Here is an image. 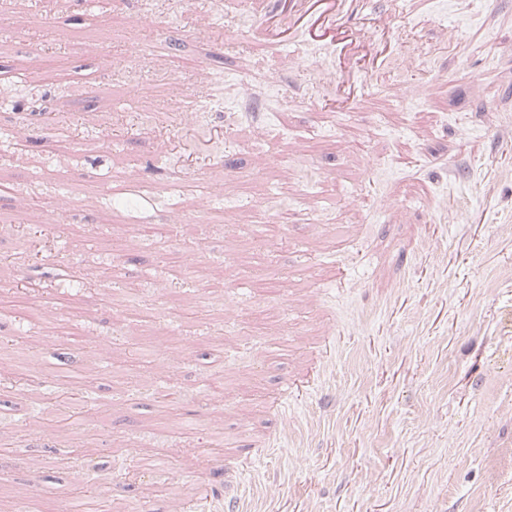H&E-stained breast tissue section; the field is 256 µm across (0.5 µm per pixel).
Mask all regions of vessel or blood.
<instances>
[{"mask_svg": "<svg viewBox=\"0 0 512 512\" xmlns=\"http://www.w3.org/2000/svg\"><path fill=\"white\" fill-rule=\"evenodd\" d=\"M379 0H248L254 20L252 41L281 44L282 34L294 41H315L336 54L332 102L350 111L368 92L375 75L396 51L390 30L396 12L382 11Z\"/></svg>", "mask_w": 512, "mask_h": 512, "instance_id": "obj_1", "label": "vessel or blood"}]
</instances>
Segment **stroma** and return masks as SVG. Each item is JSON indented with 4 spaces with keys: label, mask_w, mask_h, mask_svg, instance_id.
<instances>
[{
    "label": "stroma",
    "mask_w": 512,
    "mask_h": 512,
    "mask_svg": "<svg viewBox=\"0 0 512 512\" xmlns=\"http://www.w3.org/2000/svg\"><path fill=\"white\" fill-rule=\"evenodd\" d=\"M0 4V337L20 339L0 361L30 380L0 393L22 435L0 512H60L91 467L104 512H213L227 481L246 512H512V0H404L393 32L417 64L390 56L349 112L323 101L326 48L249 42L245 0ZM92 22L116 33L91 61L74 41ZM56 190L79 202L27 259ZM126 293L153 323L112 309ZM172 341L185 355L153 382L169 408L128 394ZM64 363L96 368L101 402L69 431L31 409ZM132 457L153 461L137 481L111 469ZM29 230L33 233H28V237L36 243L34 249L29 252L30 258L35 259L40 255L43 257V252L51 251L52 246L55 249L54 237L53 235L52 238L50 236L52 234L50 224H36L29 226Z\"/></svg>",
    "instance_id": "obj_1"
}]
</instances>
